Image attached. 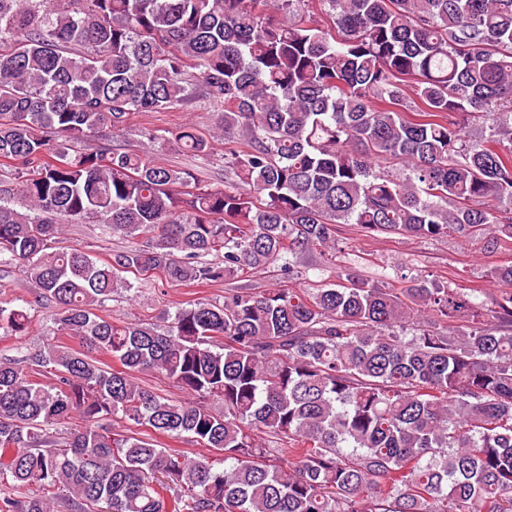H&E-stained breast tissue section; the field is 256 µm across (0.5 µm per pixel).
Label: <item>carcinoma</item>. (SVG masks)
Returning <instances> with one entry per match:
<instances>
[{"label":"carcinoma","instance_id":"1","mask_svg":"<svg viewBox=\"0 0 512 512\" xmlns=\"http://www.w3.org/2000/svg\"><path fill=\"white\" fill-rule=\"evenodd\" d=\"M198 102L220 183L78 149ZM468 115L485 138L465 139ZM173 146L205 160L214 135L188 123ZM0 168V265L82 347L0 362V512H51L15 495L33 484L72 512H512V265L475 302L336 263L343 224L512 245V0H0ZM87 218L132 246L106 262L56 246ZM313 249L334 275L310 288H227L162 326L99 314L130 275L292 277ZM30 329V306L0 305V339ZM150 371L186 399L140 386Z\"/></svg>","mask_w":512,"mask_h":512}]
</instances>
